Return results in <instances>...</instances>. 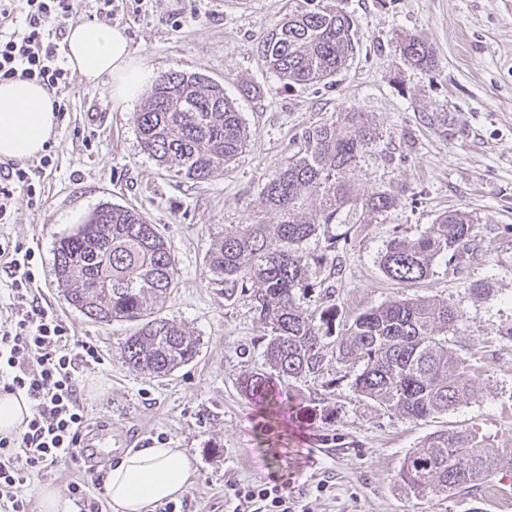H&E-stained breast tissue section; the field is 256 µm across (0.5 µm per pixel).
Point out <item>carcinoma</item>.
I'll use <instances>...</instances> for the list:
<instances>
[{
	"label": "carcinoma",
	"instance_id": "obj_1",
	"mask_svg": "<svg viewBox=\"0 0 512 512\" xmlns=\"http://www.w3.org/2000/svg\"><path fill=\"white\" fill-rule=\"evenodd\" d=\"M262 41L267 69L288 85L325 81L346 68L357 45L353 19L333 0H306ZM412 64L429 68L434 58L423 41L400 45ZM145 152L174 175L194 183L224 174L249 142V132L224 87L197 73L160 75L140 111L133 113ZM378 134L364 113H339L336 121L307 131L286 166L261 190L263 212L224 234L206 255L209 281L248 293L262 329V356L270 374L247 377L243 389L262 403H277L278 384L322 369L323 326L328 307L315 318L298 304L308 294L313 268L351 242L353 224H370L391 210L394 195L355 192L348 172L376 144ZM319 198L311 206L308 199ZM474 237L464 211L441 215L418 237H398L379 257L385 276L413 288L439 264L463 258ZM323 239L325 252L307 249ZM58 287L70 306L103 325L135 322L120 346L129 368L166 375L198 355V339L175 320L157 315L176 286L173 249L160 229L133 207L104 203L60 237L54 253ZM462 319L445 299L432 303L406 297L367 308L348 324L336 358L355 369L353 386L405 421H422L477 396L471 364L448 347V333ZM512 471V457L487 447L467 430H441L405 458L399 478L422 498L453 495L497 474Z\"/></svg>",
	"mask_w": 512,
	"mask_h": 512
}]
</instances>
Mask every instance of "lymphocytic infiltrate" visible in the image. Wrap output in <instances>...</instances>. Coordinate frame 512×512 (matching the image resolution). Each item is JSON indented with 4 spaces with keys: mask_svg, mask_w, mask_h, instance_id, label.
<instances>
[{
    "mask_svg": "<svg viewBox=\"0 0 512 512\" xmlns=\"http://www.w3.org/2000/svg\"><path fill=\"white\" fill-rule=\"evenodd\" d=\"M77 0H0V80L21 78L55 95L65 112L62 92L76 79L60 51ZM52 155L38 164H0V223L10 219L16 186L35 195V177L52 167ZM35 253L0 241V261L12 270L6 290L7 315L0 320V392L24 394L32 415L18 434L0 435V512H29L21 488L34 474L86 456L81 441L88 429L77 373L102 363L91 342L67 336L57 315L35 293ZM236 512H295L286 494L263 484L234 490Z\"/></svg>",
    "mask_w": 512,
    "mask_h": 512,
    "instance_id": "lymphocytic-infiltrate-1",
    "label": "lymphocytic infiltrate"
}]
</instances>
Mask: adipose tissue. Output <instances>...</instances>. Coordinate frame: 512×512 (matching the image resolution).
Instances as JSON below:
<instances>
[{"label": "adipose tissue", "instance_id": "obj_1", "mask_svg": "<svg viewBox=\"0 0 512 512\" xmlns=\"http://www.w3.org/2000/svg\"><path fill=\"white\" fill-rule=\"evenodd\" d=\"M66 55L81 80H108L115 103L138 97L153 79L136 61L124 28L97 23L69 26ZM58 114L53 94L19 78L0 80V158L27 160L48 149L56 136ZM196 474L195 459L171 442L126 453L105 478L113 512H146L149 505L185 493Z\"/></svg>", "mask_w": 512, "mask_h": 512}]
</instances>
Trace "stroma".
Segmentation results:
<instances>
[{"mask_svg":"<svg viewBox=\"0 0 512 512\" xmlns=\"http://www.w3.org/2000/svg\"><path fill=\"white\" fill-rule=\"evenodd\" d=\"M358 25L351 64L329 80L289 86L267 70L263 36L306 0H141L118 11L137 59L154 74L198 73L236 100L251 132L223 176L204 183L174 177L144 153L132 122L140 100L115 104L108 83L75 81L50 149L55 165L11 201L0 237L33 249L41 302L72 335L95 343L102 364L81 368L79 388L94 421L103 422L111 453L106 471L131 448L170 441L195 456L196 476L182 496L186 512H232L233 485L266 484L288 494L298 512H512V472L444 498H419L399 481L405 458L440 430L477 432L512 455V0H336ZM415 36L434 57L420 69L400 53ZM366 113L379 133L349 174L358 194L391 192L389 213L351 230L352 242L312 279L301 306L333 307L318 373L286 386V409L271 429L268 412L240 389L265 371L261 332L246 295L209 283L204 257L225 232L252 222L268 177L284 166L301 135L339 112ZM100 123L85 120L87 111ZM448 114L447 127L431 124ZM132 206L160 226L179 268L161 313L199 341L197 357L166 375L132 371L119 344L132 324L91 322L65 301L54 275L57 240L99 204ZM449 210L470 213L476 238L457 270H439L403 289L382 273L378 257L397 237H417ZM487 295L478 297L475 286ZM409 296L445 299L462 320L448 345L476 368L477 397L423 421L398 419L358 394L354 373L336 358V342L362 310ZM68 463L33 477L23 493H60L58 512H79L66 484L84 476Z\"/></svg>","mask_w":512,"mask_h":512,"instance_id":"35a3bbf8","label":"stroma"}]
</instances>
